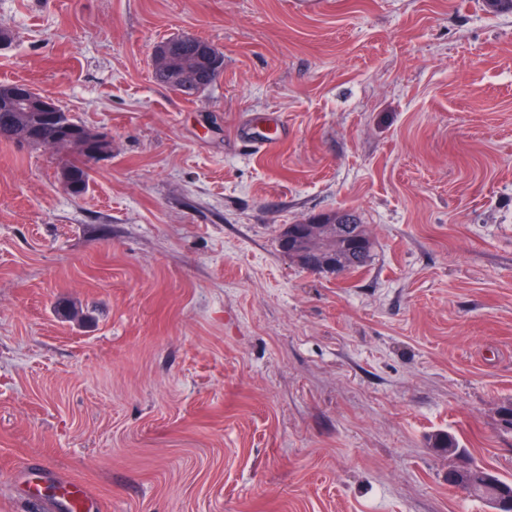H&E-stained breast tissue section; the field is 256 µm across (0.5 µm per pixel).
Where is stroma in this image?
Instances as JSON below:
<instances>
[{
  "label": "stroma",
  "mask_w": 512,
  "mask_h": 512,
  "mask_svg": "<svg viewBox=\"0 0 512 512\" xmlns=\"http://www.w3.org/2000/svg\"><path fill=\"white\" fill-rule=\"evenodd\" d=\"M0 27V83L112 138L77 197L62 154L0 144V512L65 480L103 512H488L430 438L512 480V13L0 0ZM176 35L224 54L198 96L152 79ZM339 210L368 264L303 270L282 228Z\"/></svg>",
  "instance_id": "stroma-1"
}]
</instances>
